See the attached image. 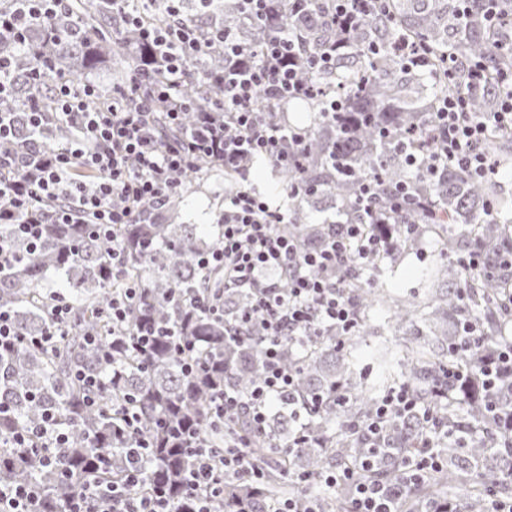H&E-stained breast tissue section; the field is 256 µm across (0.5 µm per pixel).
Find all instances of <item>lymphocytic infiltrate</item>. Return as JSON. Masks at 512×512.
Returning a JSON list of instances; mask_svg holds the SVG:
<instances>
[{"mask_svg": "<svg viewBox=\"0 0 512 512\" xmlns=\"http://www.w3.org/2000/svg\"><path fill=\"white\" fill-rule=\"evenodd\" d=\"M17 2V9L4 23L22 44L29 26L55 17L66 0ZM164 5L173 24L147 28L139 16L126 17L161 61L164 78L146 90L136 83L115 88L107 104L101 103L96 85L75 91L63 83L57 89L53 112L30 107L31 126H41L52 115L66 122L77 120L78 125L53 157L29 152L14 168L0 167V200H8L22 215L18 226L22 235L38 240L40 225L32 213L37 204L59 198L68 200L71 209L91 214L100 233L109 234L111 229L131 223L138 204L160 205L177 193L183 176L203 158L222 163L228 171L246 169L259 156L283 167L298 164L303 136L267 120L256 105L261 96L287 101L314 95L312 83L298 74L292 40L274 39L256 52L223 28L202 33L179 22L180 0H164ZM214 48L222 49L228 62L216 77L224 88L223 118L204 114L200 124L179 142L163 141L152 131L155 109L167 107L169 121H178L183 109L179 88L185 60L205 56ZM433 126V148L425 167L428 174L452 165L477 179L498 175V167L482 144L512 128V73L500 76L497 110L492 115H473L465 96H451L442 102ZM377 200L376 183L361 180L356 205L364 213V223L334 226L322 244L304 251L288 234L277 230L288 221L285 211L245 187L229 195L219 219V242L203 263L223 267L227 286L250 290L253 304L241 315L239 324L264 337V374L248 393L227 392L215 398L216 418L229 420L244 411L254 428L263 429L271 401L293 397L295 392L296 374L283 361L282 338L310 341L327 329L346 333L356 327L357 310L344 295L338 275L349 257L363 263L390 250L391 218L415 202L404 185L390 193L384 207H377ZM269 271L287 276V291H279L265 280ZM416 412L423 419L431 417L430 410L419 408L408 387L391 388L379 401L367 430L380 436L388 419ZM248 446V439L242 436L221 451L196 449L195 465L184 483L195 498L197 512H210L211 500L223 488L225 478L260 479ZM323 481L330 487L354 483L347 469L328 472ZM143 482L142 468L132 467L126 475L127 490L116 489L108 495L97 485L83 487L68 512H102L107 498L112 501V512H171L165 490L143 489ZM354 485L352 512H396L399 490L376 482Z\"/></svg>", "mask_w": 512, "mask_h": 512, "instance_id": "1", "label": "lymphocytic infiltrate"}]
</instances>
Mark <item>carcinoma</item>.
<instances>
[{
  "label": "carcinoma",
  "instance_id": "1",
  "mask_svg": "<svg viewBox=\"0 0 512 512\" xmlns=\"http://www.w3.org/2000/svg\"><path fill=\"white\" fill-rule=\"evenodd\" d=\"M269 0V18L252 23L238 2L191 0L181 6L180 18L201 28L221 26L237 39L258 49L282 32H292L301 75L319 89L312 100L277 104L259 97L269 120L291 126L302 112L314 114L305 132L301 168L276 167L288 186L304 180L310 189L288 192V224L282 229L303 250L321 243L330 225L307 222L308 212L328 202L340 222L363 223L355 199L358 180L382 182L383 190L408 185L415 197L435 210L409 208L393 223L394 241L412 242L399 225L417 227L416 236L431 233L440 248L431 260L423 296L402 298L375 286L373 275H384L387 257L362 268L350 262L342 287L356 305L359 322L355 337L329 330L301 349L293 337L282 339L284 362L296 369L297 397L307 407V439L296 448L294 418L288 401L270 409L264 429L251 427L246 414L225 425L211 418L212 400L226 390L246 392L263 373L259 335L233 341L240 314L252 303L244 288L224 287V271L203 268L199 260L217 239L195 224H178L183 193L169 196L163 206H140L132 223L118 228L124 261L112 267V240L97 238L94 218L72 213L60 224L56 212L67 200L39 206L43 237L37 247L17 234L14 224L0 223V238L9 240L21 261L0 271V308L8 311L22 340L0 351V483L32 484L40 494L35 512H65L82 484L94 480L122 485L133 465L144 467L145 481L167 489L172 512H195L181 487V477L193 465L188 448L199 444L224 448L238 435L250 439L248 448L261 479L228 478L213 499L214 512H267L276 501L316 497L318 512H351V487L320 486L322 476L350 468L361 481L399 487L406 461L423 450L426 434L415 415L396 416L385 424L382 437L370 440L354 424H366L385 392L396 385L410 387L420 401L438 411L450 430L448 439L433 445L441 467L413 484L404 497V512H492V499L512 501V372L500 377L493 392L476 376L483 351L512 325V213L498 180L474 179L452 166L436 177L410 161L411 148L429 154L423 137L441 102L466 85L467 64L481 57L487 80L472 93V112L495 111L497 79L512 71V0H383L381 11L362 17L349 31L332 25L329 0ZM121 0H68L49 22L31 27L26 44L18 46L9 30L0 28V56L14 60L13 95L0 99V112L14 113L15 137L0 143V157L17 159L26 151L51 154L59 149L68 129L48 122L33 134L27 115L32 96L52 110V92L60 80L81 90L104 78L102 97L112 95V67L125 78L148 70L152 50L125 23ZM150 23L167 24L171 17L159 0L145 5ZM405 37L429 50L428 69L408 68L394 48ZM336 44V58L321 70L311 68L324 47ZM44 57L54 64L39 86L33 69ZM224 68L220 49L185 63L182 96L186 104L183 129L195 126L199 112L215 111L222 89L208 75ZM342 103L336 121L319 112L332 99ZM154 122L168 141L181 130L168 125L164 108ZM484 150L506 166L512 164V133L491 139ZM218 165L202 160L187 173L183 184L203 182ZM465 248L483 257L475 269L448 257ZM50 271L67 277L71 322L52 348L29 344L51 328L49 310L55 296L46 285ZM130 281L140 286L126 322L112 326L110 304ZM208 291L222 297L214 311L201 304ZM476 325L482 342L468 344L463 327ZM159 329L154 344L142 355L112 351V343L127 341L143 327ZM393 330L404 337L405 354L382 340L371 350L375 366L371 381L354 378L359 336H381ZM202 363L189 374L188 361ZM464 374L450 381L448 373ZM100 381L89 391L76 373ZM453 396H436L444 388ZM128 402L139 414V432L148 447L135 453L116 412ZM50 415L67 431L69 440L55 450L60 467L48 464L38 450L13 447V436L32 429ZM301 477L299 485L291 477Z\"/></svg>",
  "mask_w": 512,
  "mask_h": 512
}]
</instances>
